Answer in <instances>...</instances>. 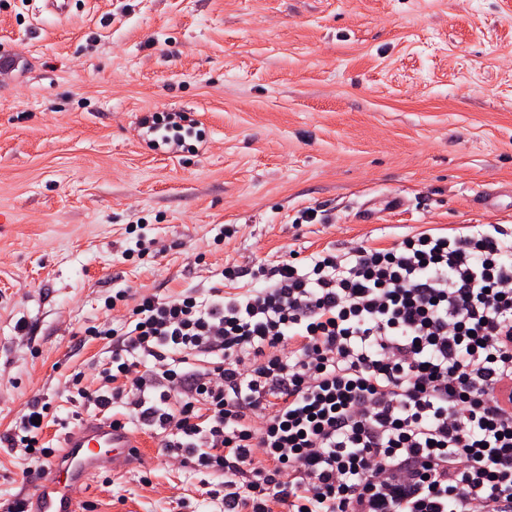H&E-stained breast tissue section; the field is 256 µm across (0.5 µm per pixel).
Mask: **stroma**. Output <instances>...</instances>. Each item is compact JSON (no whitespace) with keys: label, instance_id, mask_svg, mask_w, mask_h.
I'll return each instance as SVG.
<instances>
[{"label":"stroma","instance_id":"35a3bbf8","mask_svg":"<svg viewBox=\"0 0 512 512\" xmlns=\"http://www.w3.org/2000/svg\"><path fill=\"white\" fill-rule=\"evenodd\" d=\"M0 0V436L94 416L123 288L207 293L225 266L512 233V0ZM496 193L487 211L480 197ZM400 211L360 221L369 197ZM95 475L93 512H224L219 477Z\"/></svg>","mask_w":512,"mask_h":512}]
</instances>
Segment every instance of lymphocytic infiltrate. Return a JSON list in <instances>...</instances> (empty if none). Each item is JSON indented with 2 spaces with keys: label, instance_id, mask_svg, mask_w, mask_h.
<instances>
[{
  "label": "lymphocytic infiltrate",
  "instance_id": "1",
  "mask_svg": "<svg viewBox=\"0 0 512 512\" xmlns=\"http://www.w3.org/2000/svg\"><path fill=\"white\" fill-rule=\"evenodd\" d=\"M240 276L90 327L109 387L80 398L161 431L174 466L241 477L224 512H512V245L422 232ZM47 416L32 398L4 437L38 468Z\"/></svg>",
  "mask_w": 512,
  "mask_h": 512
}]
</instances>
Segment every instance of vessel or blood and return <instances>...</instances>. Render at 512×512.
I'll return each instance as SVG.
<instances>
[{
	"label": "vessel or blood",
	"instance_id": "b4317fda",
	"mask_svg": "<svg viewBox=\"0 0 512 512\" xmlns=\"http://www.w3.org/2000/svg\"><path fill=\"white\" fill-rule=\"evenodd\" d=\"M143 444L127 426L107 417L83 421L62 439L56 460L41 475L25 512H82L83 494L94 474L119 471L142 457Z\"/></svg>",
	"mask_w": 512,
	"mask_h": 512
}]
</instances>
